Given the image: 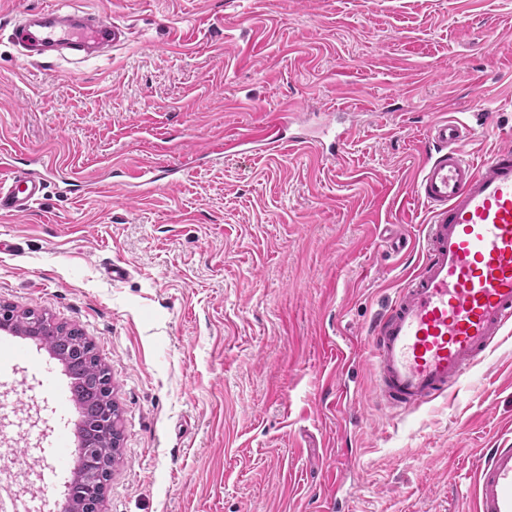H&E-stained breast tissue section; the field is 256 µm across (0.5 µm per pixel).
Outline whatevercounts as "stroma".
Returning <instances> with one entry per match:
<instances>
[{"instance_id":"35a3bbf8","label":"stroma","mask_w":512,"mask_h":512,"mask_svg":"<svg viewBox=\"0 0 512 512\" xmlns=\"http://www.w3.org/2000/svg\"><path fill=\"white\" fill-rule=\"evenodd\" d=\"M66 4L130 40L24 56L15 20ZM280 113L288 136L347 132L340 159L207 156ZM448 118L475 160L512 135V0H0V158L47 176L0 215V302L79 328L110 370L102 512H328L333 471L345 512H475L479 454L512 447V329L394 416L365 348L421 263L413 185ZM181 158L177 182L123 194L129 169ZM49 359L28 339L0 361V486L42 512L67 384Z\"/></svg>"}]
</instances>
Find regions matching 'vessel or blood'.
I'll return each mask as SVG.
<instances>
[{
    "label": "vessel or blood",
    "mask_w": 512,
    "mask_h": 512,
    "mask_svg": "<svg viewBox=\"0 0 512 512\" xmlns=\"http://www.w3.org/2000/svg\"><path fill=\"white\" fill-rule=\"evenodd\" d=\"M18 45H84L127 40L121 25L89 12L39 9L13 27ZM285 115L252 128L234 141L211 147L280 150ZM467 125L433 123L422 148L423 164L413 192L424 203V263L389 311L369 330L366 348L381 405L405 413L459 383L512 326V143L480 161L468 159ZM336 161L343 139L290 141ZM43 177H20L0 165V214H23L45 195ZM477 512H512V448H491L476 471Z\"/></svg>",
    "instance_id": "1"
}]
</instances>
